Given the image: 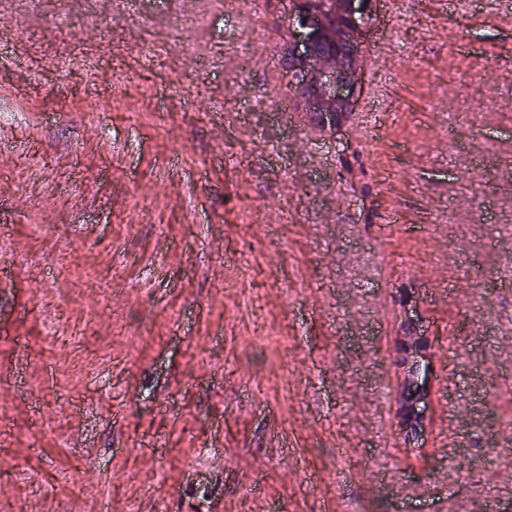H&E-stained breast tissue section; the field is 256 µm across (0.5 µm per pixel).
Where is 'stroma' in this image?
Returning <instances> with one entry per match:
<instances>
[{
  "label": "stroma",
  "instance_id": "obj_1",
  "mask_svg": "<svg viewBox=\"0 0 512 512\" xmlns=\"http://www.w3.org/2000/svg\"><path fill=\"white\" fill-rule=\"evenodd\" d=\"M291 8L0 0V512L512 507V0H372L332 124Z\"/></svg>",
  "mask_w": 512,
  "mask_h": 512
}]
</instances>
